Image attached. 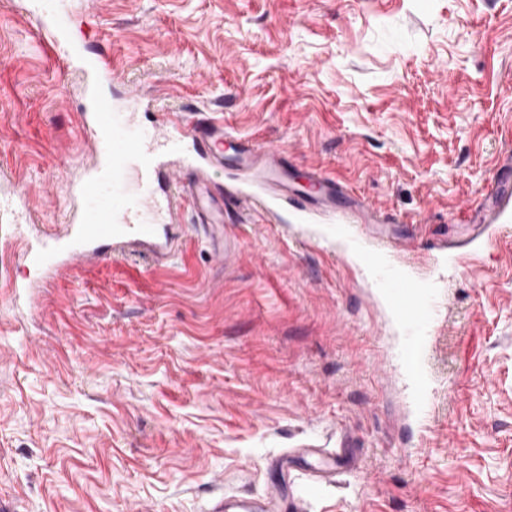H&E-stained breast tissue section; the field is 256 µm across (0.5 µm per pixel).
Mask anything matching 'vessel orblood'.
Segmentation results:
<instances>
[{
	"mask_svg": "<svg viewBox=\"0 0 512 512\" xmlns=\"http://www.w3.org/2000/svg\"><path fill=\"white\" fill-rule=\"evenodd\" d=\"M32 23L36 30L45 31L58 61L68 64L75 45L71 20L55 14L53 0H41V11ZM79 126L94 162L65 189L70 206L62 232L46 231L23 243V258L36 271L52 273L76 261L98 264L134 247L160 260L168 258L184 244L168 228L183 223L189 213L211 240H222L225 205L244 200L256 208L266 207L272 197L294 202L301 210L313 206L337 211L336 202L343 198L347 209L337 212L340 227L379 221L370 205L351 195L336 178L317 170L307 172L308 197L292 199L287 153L276 145L239 136L217 118L191 120L166 112L159 123L144 126L111 99L99 96L92 109L81 114ZM230 159L267 190V197L250 196L235 187L224 189L210 181L211 171L222 169ZM186 173L191 176L187 182L182 179ZM511 207L512 179L505 178L496 183L488 208L472 220L474 236H483L487 225L497 223ZM19 220L37 222L26 193L0 194V224ZM392 248L387 242L362 250V265L414 344L437 329L438 302L421 283L385 260V252ZM9 286L16 305L33 307L37 297L33 282L17 278ZM286 508L279 487L246 509L229 501L223 505L224 512H285Z\"/></svg>",
	"mask_w": 512,
	"mask_h": 512,
	"instance_id": "1",
	"label": "vessel or blood"
}]
</instances>
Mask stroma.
<instances>
[{"mask_svg": "<svg viewBox=\"0 0 512 512\" xmlns=\"http://www.w3.org/2000/svg\"><path fill=\"white\" fill-rule=\"evenodd\" d=\"M0 0V162L41 227L90 159L80 73ZM119 88L344 181L446 302L412 379L328 215L224 209L159 262L73 264L15 314L0 238V512H215L289 488L301 512H512V209L465 231L512 155V0H58ZM455 241L452 254L441 246ZM349 466L313 486L322 449Z\"/></svg>", "mask_w": 512, "mask_h": 512, "instance_id": "obj_1", "label": "stroma"}]
</instances>
